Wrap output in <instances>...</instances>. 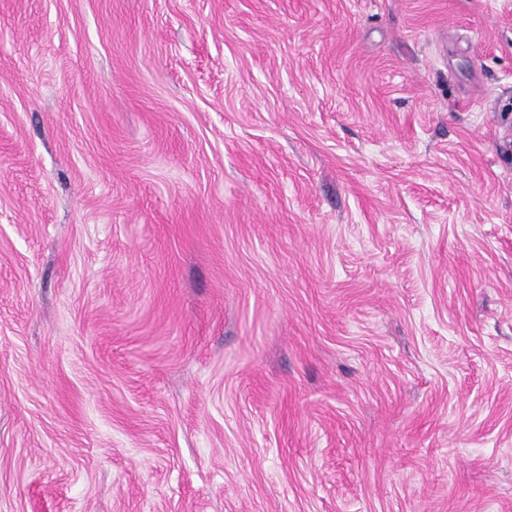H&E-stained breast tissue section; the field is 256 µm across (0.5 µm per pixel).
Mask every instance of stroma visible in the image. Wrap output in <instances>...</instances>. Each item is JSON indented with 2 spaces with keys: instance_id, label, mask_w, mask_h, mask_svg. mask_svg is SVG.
Here are the masks:
<instances>
[{
  "instance_id": "obj_1",
  "label": "stroma",
  "mask_w": 512,
  "mask_h": 512,
  "mask_svg": "<svg viewBox=\"0 0 512 512\" xmlns=\"http://www.w3.org/2000/svg\"><path fill=\"white\" fill-rule=\"evenodd\" d=\"M0 512H512V0H0Z\"/></svg>"
}]
</instances>
